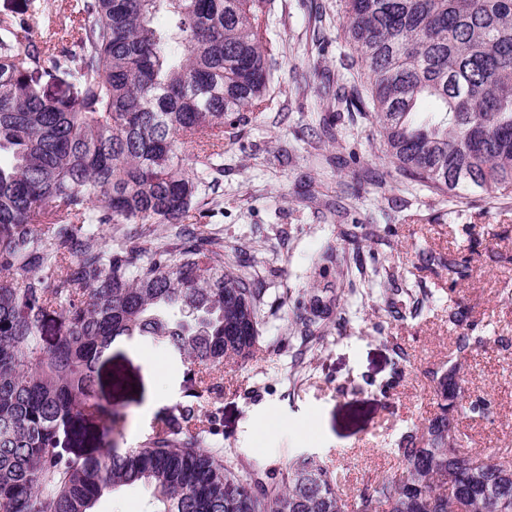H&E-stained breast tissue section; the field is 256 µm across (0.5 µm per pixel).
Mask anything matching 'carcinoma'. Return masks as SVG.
<instances>
[{
	"label": "carcinoma",
	"mask_w": 512,
	"mask_h": 512,
	"mask_svg": "<svg viewBox=\"0 0 512 512\" xmlns=\"http://www.w3.org/2000/svg\"><path fill=\"white\" fill-rule=\"evenodd\" d=\"M275 0H75L35 31L49 0L0 20V512H92L109 489L142 485L154 512H512V461L462 452L457 366L432 375L439 412L393 443L399 472L353 503L321 456L288 460L281 482L234 461L200 396L177 403L138 448L98 394L112 343L137 338L207 369L249 360L264 289L224 266L208 227L224 132L271 99ZM366 81L336 95L369 116L385 157L436 195L512 194V0H340ZM169 23L161 26L156 18ZM58 78L62 95L35 88ZM174 234L162 239L157 226ZM470 276L448 257L452 283ZM340 299L298 302L305 343ZM59 312L43 346L49 315ZM449 317L461 353L486 329ZM490 395L467 402L493 413ZM95 441L105 452L72 449Z\"/></svg>",
	"instance_id": "cac0c4a2"
}]
</instances>
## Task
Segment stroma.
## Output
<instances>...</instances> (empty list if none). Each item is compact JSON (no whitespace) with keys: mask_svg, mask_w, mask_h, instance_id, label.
<instances>
[{"mask_svg":"<svg viewBox=\"0 0 512 512\" xmlns=\"http://www.w3.org/2000/svg\"><path fill=\"white\" fill-rule=\"evenodd\" d=\"M273 103L248 114L224 141V178L209 222L224 238V262H246L265 290L260 338L249 362L227 361L202 376L198 366L158 348L142 361L138 339H117L101 362V395L130 418L121 448H136L190 392L218 409L225 447L265 464L281 481L290 457L316 452L345 477L354 498L368 478L399 464L390 444L423 428L438 410L433 372L456 364L468 395L491 394L492 416L462 418L470 456L512 458V198L477 190L439 197L396 174L369 117L339 112L337 87L359 77L350 66L336 0H275ZM366 192L352 199L354 182ZM357 224L389 225L362 240L367 261L348 267L313 261ZM510 262L498 261V254ZM468 258L472 275L450 286L449 256ZM397 279L367 295L382 271ZM349 296L345 324L325 320V337L302 353L281 349L291 332L293 302L311 295ZM465 304L466 320L487 324L491 338L461 354L448 319V297ZM408 374L387 389L399 354ZM285 429L258 435L269 421ZM141 486L105 492L93 512H150Z\"/></svg>","mask_w":512,"mask_h":512,"instance_id":"obj_1","label":"stroma"}]
</instances>
